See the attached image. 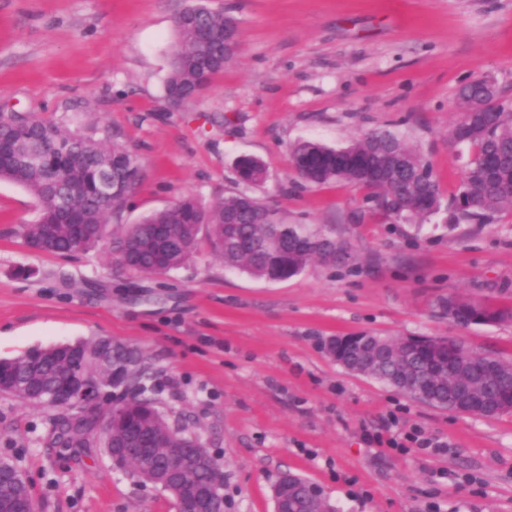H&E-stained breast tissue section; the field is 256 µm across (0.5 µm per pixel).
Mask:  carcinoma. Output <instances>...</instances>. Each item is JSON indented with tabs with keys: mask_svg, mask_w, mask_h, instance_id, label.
<instances>
[{
	"mask_svg": "<svg viewBox=\"0 0 512 512\" xmlns=\"http://www.w3.org/2000/svg\"><path fill=\"white\" fill-rule=\"evenodd\" d=\"M234 18L220 9L196 5L176 18L179 41L175 59L165 79V98L172 108L193 101L224 71V31ZM458 100L476 104L463 111L451 139L471 147L458 194L443 203V192L432 169L396 135L371 132L342 148L304 141L291 149V163L307 183L321 186L342 183L367 190L377 213L396 214L409 223L422 221L444 210L448 223L486 224L505 209H512V108L497 104V92L487 81L464 86ZM4 140L16 146L0 160V180L24 187L39 204L37 217L24 225L26 244L39 250L69 255L101 248L133 274L155 275L185 265L201 240L208 241L230 269L271 281L301 274L312 262L344 263L351 247L322 230L281 220L267 223L271 209L255 196L232 191L204 205L184 196L172 205L145 216L118 235L107 234L112 217L126 206L139 175L136 155L107 137L72 131L64 126L24 114L0 115ZM57 141L70 152L38 166L27 162L24 150L42 141ZM108 172L121 178L126 189L111 197L96 196L99 175ZM238 182L253 185L266 176L264 165L252 157L236 163ZM435 308L460 326L512 321V308L493 305L478 295L452 293L435 302ZM437 337H409L405 357L412 382L401 383L396 363L383 361L367 376L436 408L459 413L448 398V380L456 369L431 371L437 355L447 351L466 359L474 384L497 403L491 415L512 411V374L483 380L478 373L494 362L491 354L467 349L456 338L437 347ZM116 349L128 364V377L118 380L112 358ZM0 393L27 404L56 406L55 398L68 382L95 381L102 385L97 401L74 407L69 416L53 422L52 443L74 453L91 448L99 434L106 446H133L144 440L158 454L175 448L190 452L197 438L177 425L171 426L148 396L152 391L149 368L138 352L112 338L101 336L71 346L33 349L0 363Z\"/></svg>",
	"mask_w": 512,
	"mask_h": 512,
	"instance_id": "carcinoma-1",
	"label": "carcinoma"
}]
</instances>
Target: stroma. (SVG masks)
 I'll use <instances>...</instances> for the list:
<instances>
[{"label": "stroma", "instance_id": "35a3bbf8", "mask_svg": "<svg viewBox=\"0 0 512 512\" xmlns=\"http://www.w3.org/2000/svg\"><path fill=\"white\" fill-rule=\"evenodd\" d=\"M200 1L237 19L240 50L172 111L175 18ZM477 77L512 101V0H0V108L108 129L138 158L141 181L111 230L183 195L222 197L248 155L266 168L248 194L352 246L347 265L315 262L284 281L225 269L205 243L175 272L138 276L97 250L28 247L22 226L38 203L0 181V360L100 336L138 349L161 386L157 409L215 451L227 512H274L287 473L336 512H512V413L429 406L324 348L359 332L451 336L512 362V322L463 327L433 310L448 293L512 307V211L488 224H393L364 190L304 182L289 154L389 131L452 196L469 150L449 132L459 88ZM58 415L0 394V459L22 472L38 512H175L103 445L52 446ZM418 431L443 449L420 447Z\"/></svg>", "mask_w": 512, "mask_h": 512}]
</instances>
